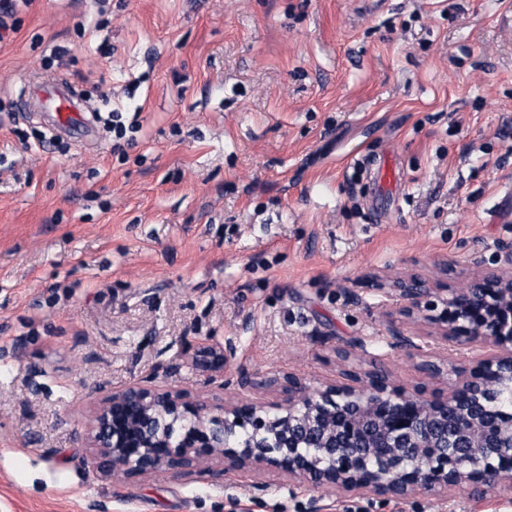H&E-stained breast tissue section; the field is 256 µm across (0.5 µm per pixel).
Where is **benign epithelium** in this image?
Here are the masks:
<instances>
[{"mask_svg": "<svg viewBox=\"0 0 512 512\" xmlns=\"http://www.w3.org/2000/svg\"><path fill=\"white\" fill-rule=\"evenodd\" d=\"M508 270L477 275L437 295L417 279L377 284L403 314L452 343L488 346L466 370L454 366L448 393H410L352 365L361 340L336 350L347 382L313 392L284 376L282 403H229L222 414L186 404L180 393L140 384L107 397L87 443L96 468L134 478L222 458L240 473L274 470L343 496L406 500L419 493L512 491V416L490 421L491 405L512 389V245H498ZM228 358L204 348L195 366L217 376Z\"/></svg>", "mask_w": 512, "mask_h": 512, "instance_id": "obj_1", "label": "benign epithelium"}]
</instances>
